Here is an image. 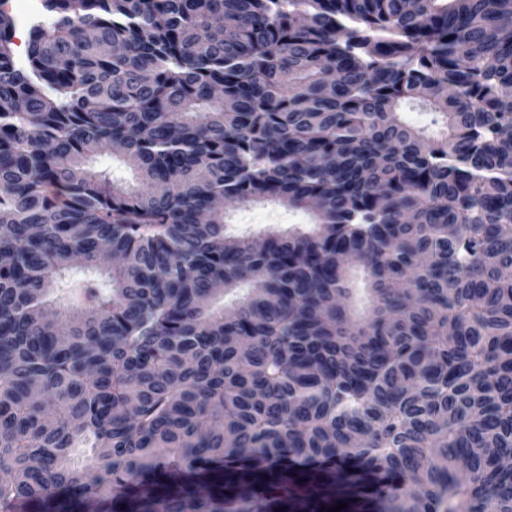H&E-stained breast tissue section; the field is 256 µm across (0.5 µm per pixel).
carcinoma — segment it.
Listing matches in <instances>:
<instances>
[{
	"mask_svg": "<svg viewBox=\"0 0 512 512\" xmlns=\"http://www.w3.org/2000/svg\"><path fill=\"white\" fill-rule=\"evenodd\" d=\"M43 8L23 60L0 9V512H512V0ZM238 222L230 226L233 233H241L244 229L288 230L301 226L306 222V216L297 211L284 209L274 205H256L237 214Z\"/></svg>",
	"mask_w": 512,
	"mask_h": 512,
	"instance_id": "1",
	"label": "carcinoma"
}]
</instances>
